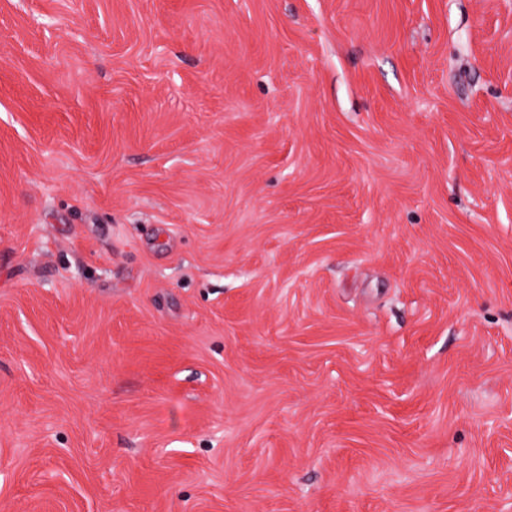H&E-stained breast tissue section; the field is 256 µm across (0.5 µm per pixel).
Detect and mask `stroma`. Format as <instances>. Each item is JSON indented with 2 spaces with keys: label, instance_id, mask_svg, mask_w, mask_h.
I'll list each match as a JSON object with an SVG mask.
<instances>
[{
  "label": "stroma",
  "instance_id": "obj_1",
  "mask_svg": "<svg viewBox=\"0 0 512 512\" xmlns=\"http://www.w3.org/2000/svg\"><path fill=\"white\" fill-rule=\"evenodd\" d=\"M0 512H512V0H0Z\"/></svg>",
  "mask_w": 512,
  "mask_h": 512
}]
</instances>
